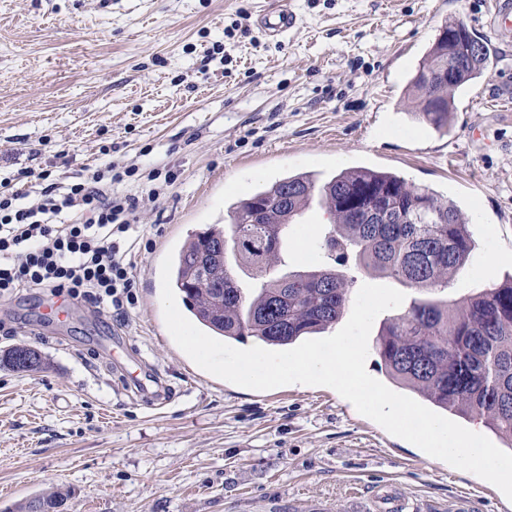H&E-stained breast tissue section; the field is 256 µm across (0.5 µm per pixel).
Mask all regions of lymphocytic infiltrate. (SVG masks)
Returning <instances> with one entry per match:
<instances>
[{
  "label": "lymphocytic infiltrate",
  "instance_id": "1",
  "mask_svg": "<svg viewBox=\"0 0 512 512\" xmlns=\"http://www.w3.org/2000/svg\"><path fill=\"white\" fill-rule=\"evenodd\" d=\"M138 179L137 193L119 191ZM173 174L105 165L69 182L48 171L18 170L0 185V297L19 288L80 299L124 314L135 302L134 262L126 234L136 223L141 195H158L157 179Z\"/></svg>",
  "mask_w": 512,
  "mask_h": 512
}]
</instances>
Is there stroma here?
I'll use <instances>...</instances> for the list:
<instances>
[{"label": "stroma", "instance_id": "stroma-1", "mask_svg": "<svg viewBox=\"0 0 512 512\" xmlns=\"http://www.w3.org/2000/svg\"><path fill=\"white\" fill-rule=\"evenodd\" d=\"M283 0H0V181L104 163L174 172L143 199L137 302L117 316L49 296L0 298V512L55 488L68 512H512V500L389 434L335 390L257 391L198 367L168 332L161 262L233 202L297 173H396L452 199L478 249L460 299L512 275V42L456 93L442 130L408 82L445 19L486 39L491 0H292L299 28L267 39ZM319 200L288 227L284 268L323 261ZM6 362L16 372H28L29 369L32 372L38 371L44 365L38 351L22 345L15 346L7 352Z\"/></svg>", "mask_w": 512, "mask_h": 512}]
</instances>
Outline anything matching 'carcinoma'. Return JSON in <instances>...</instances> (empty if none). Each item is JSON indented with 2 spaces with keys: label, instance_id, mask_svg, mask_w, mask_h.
I'll list each match as a JSON object with an SVG mask.
<instances>
[{
  "label": "carcinoma",
  "instance_id": "obj_1",
  "mask_svg": "<svg viewBox=\"0 0 512 512\" xmlns=\"http://www.w3.org/2000/svg\"><path fill=\"white\" fill-rule=\"evenodd\" d=\"M457 20L443 24L410 84L418 98L426 89L434 103L422 107L435 129L448 126L454 93L481 76L485 47L468 60L443 38ZM456 69L446 84L426 77ZM319 196L332 224L317 248L330 263L288 275H269L280 255L288 226ZM276 200L275 207L249 224L251 204ZM229 223L211 224L189 235L173 254L171 285L187 311L211 336L239 341L251 337L286 348L323 333L346 313L355 277L349 267L395 279L419 292L448 287L471 265L476 243L456 203L441 201L388 171L356 167L322 184L314 175L284 176L227 208ZM231 246L233 263L216 258L215 246ZM252 282L245 288L238 277ZM375 351L387 374L444 413L482 421L512 449V279L461 300H415L380 328ZM6 362L16 372L42 369L33 348L15 346ZM70 493L56 490L20 504L17 512H64Z\"/></svg>",
  "mask_w": 512,
  "mask_h": 512
}]
</instances>
